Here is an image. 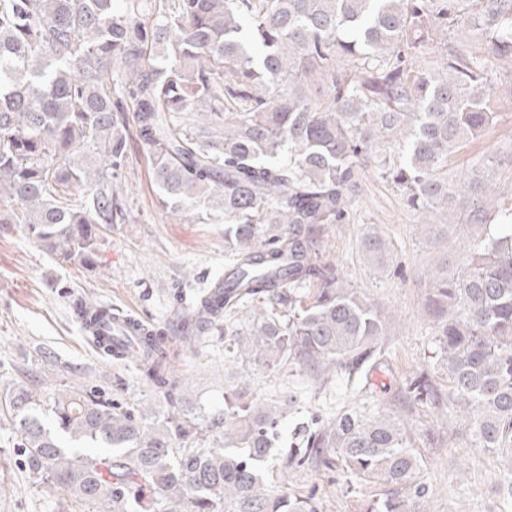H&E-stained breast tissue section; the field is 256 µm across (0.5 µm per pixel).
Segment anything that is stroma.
<instances>
[{"label":"stroma","mask_w":512,"mask_h":512,"mask_svg":"<svg viewBox=\"0 0 512 512\" xmlns=\"http://www.w3.org/2000/svg\"><path fill=\"white\" fill-rule=\"evenodd\" d=\"M497 119L480 137L448 157V177L457 179L478 160L512 149V60L496 61ZM123 223L104 229L96 270L58 263L38 247L22 225L0 227V394L23 373L52 387L62 379L111 387L120 398L149 403L151 394L134 364L114 365L82 333L72 312L83 300L109 304L168 329L194 290L223 277L226 264L223 221L201 215L184 222L158 202L147 151L130 137L119 176L112 182ZM435 232L421 234L414 211L394 184L363 175L361 191L343 223L327 226L325 253L337 259L352 288L374 305L384 321V363L366 392L348 394L342 384L321 385L306 369L282 365L269 370L224 358V334L208 335L195 350L179 352L175 363L184 393L209 410L224 406V393L246 383L252 398L269 399L283 390L300 395L299 410L288 422L329 418L347 407L367 415L401 413L422 460V479L430 488L425 512H512V498L500 491L512 474V456L489 453L472 444L451 401L430 408L410 402L406 390L427 374L440 393L448 391L436 329L442 319L437 280L457 276L459 241L478 228L461 223L456 209H439ZM383 234L388 252L373 262L362 242L368 232ZM289 493H315L318 512H366L379 496L377 484L313 467L288 473ZM0 512H87L67 493L30 484L10 415L0 411Z\"/></svg>","instance_id":"1"}]
</instances>
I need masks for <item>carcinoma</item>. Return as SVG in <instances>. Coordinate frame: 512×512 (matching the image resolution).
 Returning <instances> with one entry per match:
<instances>
[{
  "instance_id": "cac0c4a2",
  "label": "carcinoma",
  "mask_w": 512,
  "mask_h": 512,
  "mask_svg": "<svg viewBox=\"0 0 512 512\" xmlns=\"http://www.w3.org/2000/svg\"><path fill=\"white\" fill-rule=\"evenodd\" d=\"M472 35L481 55L468 48ZM512 58V0H0V224H21L61 263L96 268L129 123L147 148L159 204L224 218V295L201 290L177 335L152 330L136 362L154 405L86 384L28 378L0 396L29 481L93 512H316L272 488L266 467L313 465L373 481L368 512H424L428 486L407 422L350 408L297 423L224 392L213 413L181 394L173 344L224 328L230 361L340 373L361 392L383 363L377 310L319 246L364 173L392 181L426 232L436 209L487 225L499 193L474 165L448 184V155L496 118L493 61ZM132 118H127V115ZM404 147L391 161L392 145ZM369 256L386 254L371 232ZM464 271L437 284V341L474 446L512 454V224L463 242ZM411 399L438 402L422 373ZM52 421L51 426L43 418Z\"/></svg>"
}]
</instances>
